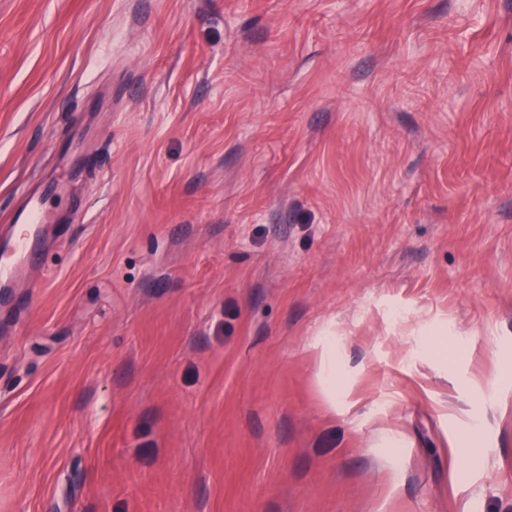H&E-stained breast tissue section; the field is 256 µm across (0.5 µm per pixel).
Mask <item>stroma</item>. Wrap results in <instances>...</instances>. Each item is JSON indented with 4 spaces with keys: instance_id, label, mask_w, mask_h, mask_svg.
I'll return each mask as SVG.
<instances>
[{
    "instance_id": "1",
    "label": "stroma",
    "mask_w": 512,
    "mask_h": 512,
    "mask_svg": "<svg viewBox=\"0 0 512 512\" xmlns=\"http://www.w3.org/2000/svg\"><path fill=\"white\" fill-rule=\"evenodd\" d=\"M21 235L0 512H512V0H0Z\"/></svg>"
}]
</instances>
